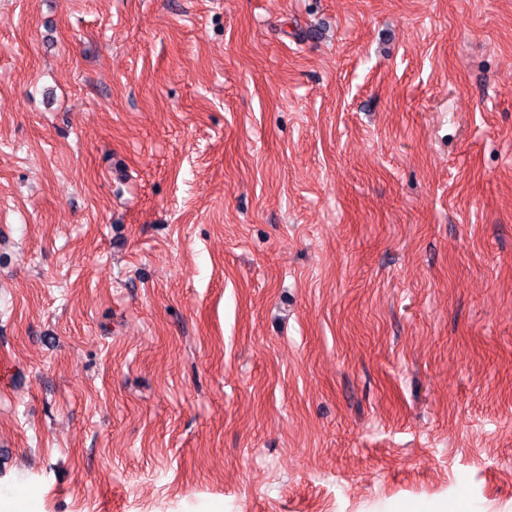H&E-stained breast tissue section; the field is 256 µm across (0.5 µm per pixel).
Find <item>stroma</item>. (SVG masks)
<instances>
[{
  "mask_svg": "<svg viewBox=\"0 0 512 512\" xmlns=\"http://www.w3.org/2000/svg\"><path fill=\"white\" fill-rule=\"evenodd\" d=\"M512 512V0H0V493Z\"/></svg>",
  "mask_w": 512,
  "mask_h": 512,
  "instance_id": "1",
  "label": "stroma"
}]
</instances>
